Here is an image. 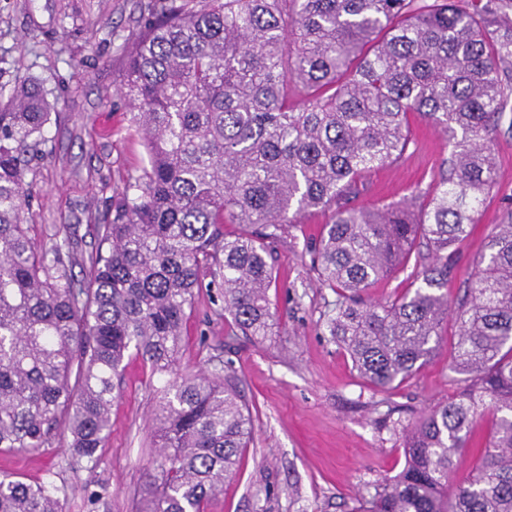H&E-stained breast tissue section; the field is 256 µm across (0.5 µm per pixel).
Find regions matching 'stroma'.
<instances>
[{"label":"stroma","instance_id":"35a3bbf8","mask_svg":"<svg viewBox=\"0 0 512 512\" xmlns=\"http://www.w3.org/2000/svg\"><path fill=\"white\" fill-rule=\"evenodd\" d=\"M146 2L0 0V102L27 79L40 83L55 105L33 162L36 195L25 213L35 242L50 243L57 226L68 224L79 252L95 251L94 224L110 217L128 178L148 165L122 93L126 50L146 26ZM412 135L400 162L365 177L354 206L377 209L427 189L451 148L433 124L414 120ZM493 138L497 184L470 235L455 246L453 302L463 297L493 225L512 211V101ZM330 216L306 213L275 247L278 279L269 298L278 336L258 344L234 335L221 298L205 289L195 298L176 368L230 379L249 405L253 429L236 474L207 512H355L402 469L405 430L462 389L448 369L455 324L445 327L434 359L387 391L359 376L330 342L324 323L336 295L320 286L309 254ZM164 384L140 358H126L96 467L75 464L60 431L38 451L0 452V473L52 483L62 512H136L144 474L159 451L151 429Z\"/></svg>","mask_w":512,"mask_h":512}]
</instances>
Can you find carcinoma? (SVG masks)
I'll return each instance as SVG.
<instances>
[{
  "mask_svg": "<svg viewBox=\"0 0 512 512\" xmlns=\"http://www.w3.org/2000/svg\"><path fill=\"white\" fill-rule=\"evenodd\" d=\"M479 2L150 0L123 84L149 167L127 180L85 257L66 225L48 247L28 236L29 153L49 102L33 81L17 87L0 106V452L44 448L63 424L72 458L97 462L113 379L135 355L172 377L154 409L161 454L141 512H204L235 474L251 417L230 385L173 372L183 324L197 292L216 286L232 330L275 335V244L328 208L312 267L337 295L330 341L388 390L435 357L451 312L450 369L465 382L407 430L403 470L355 512H512V212L467 296L452 307L446 292L448 254L496 184L492 132L512 93L501 75L512 28H490ZM413 117L451 144L419 215L408 203L351 206L363 175L402 159ZM414 253L428 259L415 287L361 299ZM484 415L476 473L450 488ZM55 492L3 474L0 512H61Z\"/></svg>",
  "mask_w": 512,
  "mask_h": 512,
  "instance_id": "obj_1",
  "label": "carcinoma"
}]
</instances>
